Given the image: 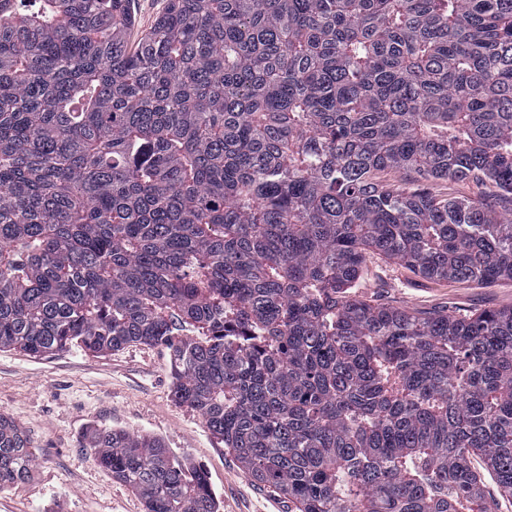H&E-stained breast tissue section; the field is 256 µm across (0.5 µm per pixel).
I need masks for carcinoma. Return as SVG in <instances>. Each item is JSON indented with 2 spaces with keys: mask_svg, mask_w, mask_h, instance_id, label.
Returning <instances> with one entry per match:
<instances>
[{
  "mask_svg": "<svg viewBox=\"0 0 512 512\" xmlns=\"http://www.w3.org/2000/svg\"><path fill=\"white\" fill-rule=\"evenodd\" d=\"M0 0V350L169 355L288 512L512 498V307L354 292L367 255L512 280V0ZM387 171L406 184L381 179ZM492 187L444 195L441 183ZM145 512H217L154 436L88 435ZM0 416V491L31 478ZM134 15V25L128 32L130 46H135L143 32L148 30L155 20L164 12L166 0H131L128 2Z\"/></svg>",
  "mask_w": 512,
  "mask_h": 512,
  "instance_id": "1",
  "label": "carcinoma"
}]
</instances>
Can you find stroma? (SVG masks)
Segmentation results:
<instances>
[{"label":"stroma","mask_w":512,"mask_h":512,"mask_svg":"<svg viewBox=\"0 0 512 512\" xmlns=\"http://www.w3.org/2000/svg\"><path fill=\"white\" fill-rule=\"evenodd\" d=\"M357 292L409 309L512 307V281L433 284L377 254L368 256ZM0 415L24 429L36 454L31 479L0 491V512H145L141 499L93 460L85 441L93 427L161 438L207 473L219 512H286L225 452L202 417L175 400L162 347L104 355L74 348L50 357L0 351Z\"/></svg>","instance_id":"1"}]
</instances>
